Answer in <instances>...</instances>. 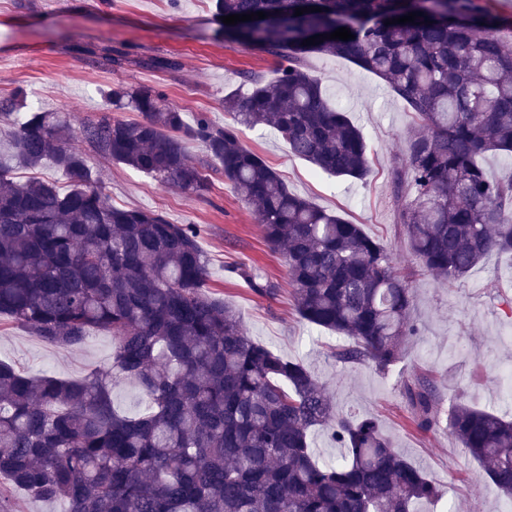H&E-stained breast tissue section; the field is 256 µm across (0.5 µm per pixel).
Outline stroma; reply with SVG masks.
Masks as SVG:
<instances>
[{
  "mask_svg": "<svg viewBox=\"0 0 512 512\" xmlns=\"http://www.w3.org/2000/svg\"><path fill=\"white\" fill-rule=\"evenodd\" d=\"M212 0H0V96L24 89L29 103L76 119L96 117L113 85H150L165 93L186 121L207 114L231 122L224 97L251 74L272 79L276 59L217 33ZM122 48L127 64L117 70L90 65L72 43ZM173 57L179 70L143 66V59ZM361 128L373 162L365 180L338 179L292 156L270 127L242 129L241 142L278 171L289 190L362 225L405 268L417 298L410 320L418 333L398 368L341 365L329 356L333 338L295 314L282 252L270 249L249 205L217 170L211 190L199 197L159 184L125 165L89 154L98 185L113 205L163 212L174 224L201 227L199 245L209 259V292L232 305L248 336L310 368L343 410L377 419L394 447L440 485L443 497L423 512H512L480 466L445 427L422 430L403 384L427 378L439 403L460 395L480 407L512 415V397L499 393L497 365L512 364V257L491 255L455 284L421 268L399 222L404 193L393 174L417 127L404 104L378 78L346 60L316 54L306 60ZM246 265L278 287L276 296L254 294L228 269ZM112 337L94 332L77 348L56 347L0 319V361L30 374L77 380L108 365Z\"/></svg>",
  "mask_w": 512,
  "mask_h": 512,
  "instance_id": "stroma-1",
  "label": "stroma"
}]
</instances>
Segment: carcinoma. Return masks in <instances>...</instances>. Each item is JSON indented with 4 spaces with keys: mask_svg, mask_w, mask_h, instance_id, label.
I'll use <instances>...</instances> for the list:
<instances>
[{
    "mask_svg": "<svg viewBox=\"0 0 512 512\" xmlns=\"http://www.w3.org/2000/svg\"><path fill=\"white\" fill-rule=\"evenodd\" d=\"M319 12L294 15L298 7ZM267 18L226 25L222 17ZM410 12L412 23L386 24ZM217 34L279 58L276 77L244 76L224 98L234 124L184 121L153 86L115 85L100 115L73 125L67 112L27 106L20 89L0 98L14 161L63 173L68 190L15 180L0 162V318L54 346L112 334L108 366L81 380L32 376L0 362V477L62 512H415L439 486L397 452L373 418L335 406L316 375L245 334L236 310L207 290L208 259L195 224L156 210L119 208L96 185L81 141L96 154L203 197L210 180L187 143L249 204L262 235L283 251L296 314L342 339L344 365H397L415 293L377 238L288 189L239 127L270 126L292 155L340 179H364V135L306 68L336 56L382 81L413 115L409 186L401 224L418 263L448 281L486 256L512 254V180L489 178L478 158H512V48L481 0H213ZM347 27L355 38L302 45ZM97 67L125 54L76 44ZM131 109L142 120L112 112ZM230 273L252 291L278 288L258 270ZM133 383L148 399L126 415L112 388ZM418 425L445 424L495 490L512 498V418L454 398L446 419L428 380L405 386ZM331 432L340 458L320 460L314 431Z\"/></svg>",
    "mask_w": 512,
    "mask_h": 512,
    "instance_id": "1",
    "label": "carcinoma"
}]
</instances>
